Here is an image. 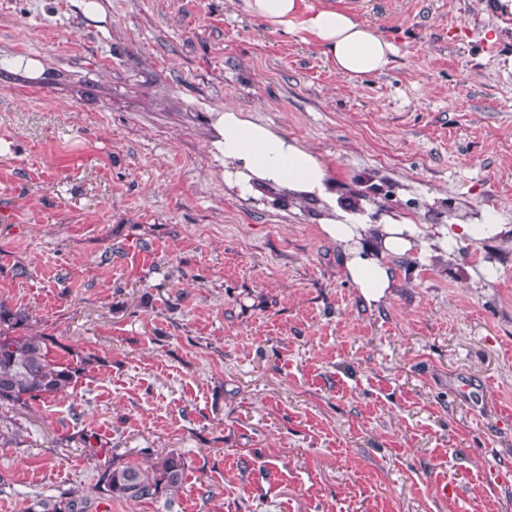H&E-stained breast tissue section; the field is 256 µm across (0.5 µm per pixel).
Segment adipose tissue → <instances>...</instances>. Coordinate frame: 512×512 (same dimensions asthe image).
Masks as SVG:
<instances>
[{"label":"adipose tissue","mask_w":512,"mask_h":512,"mask_svg":"<svg viewBox=\"0 0 512 512\" xmlns=\"http://www.w3.org/2000/svg\"><path fill=\"white\" fill-rule=\"evenodd\" d=\"M242 7L272 30L301 36L347 78L385 72L396 52L393 42L338 0H242ZM219 133L226 162L259 180L284 182L296 194L324 200L334 216L321 229L342 244L349 279L365 301L376 302L385 296L393 275L383 257L409 253L414 228L387 218L372 228L375 248L364 250L360 240L370 228L362 222L354 202L331 191L330 173L319 159L295 141L233 111L222 116Z\"/></svg>","instance_id":"adipose-tissue-1"}]
</instances>
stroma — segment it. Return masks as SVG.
I'll return each mask as SVG.
<instances>
[{"mask_svg":"<svg viewBox=\"0 0 512 512\" xmlns=\"http://www.w3.org/2000/svg\"><path fill=\"white\" fill-rule=\"evenodd\" d=\"M86 2L0 0V302L87 362L0 408V512H512V14L343 0L397 47L350 79L240 0ZM227 110L420 230L390 294L346 277L322 201L244 186ZM168 452L173 504L98 492ZM91 500L80 497H60L59 499H37L28 507V512H89Z\"/></svg>","mask_w":512,"mask_h":512,"instance_id":"1","label":"stroma"}]
</instances>
